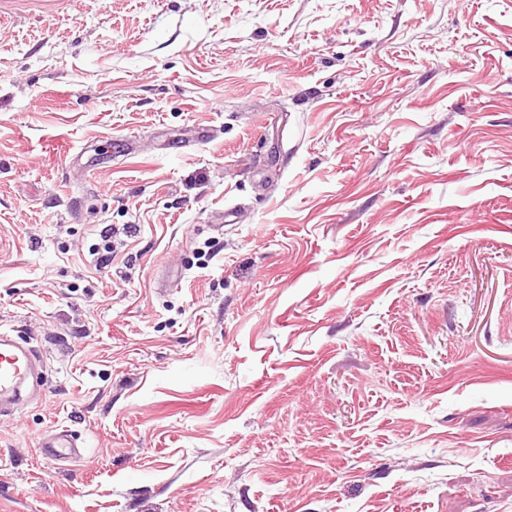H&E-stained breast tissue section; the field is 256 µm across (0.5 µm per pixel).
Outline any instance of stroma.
<instances>
[{
    "label": "stroma",
    "mask_w": 512,
    "mask_h": 512,
    "mask_svg": "<svg viewBox=\"0 0 512 512\" xmlns=\"http://www.w3.org/2000/svg\"><path fill=\"white\" fill-rule=\"evenodd\" d=\"M0 332V512H512V0H0ZM38 355L27 343L6 333L0 334V411L14 409L21 396V386L34 371ZM40 448H45L48 455L54 458H75L83 453L68 431L54 433L41 442Z\"/></svg>",
    "instance_id": "stroma-1"
}]
</instances>
